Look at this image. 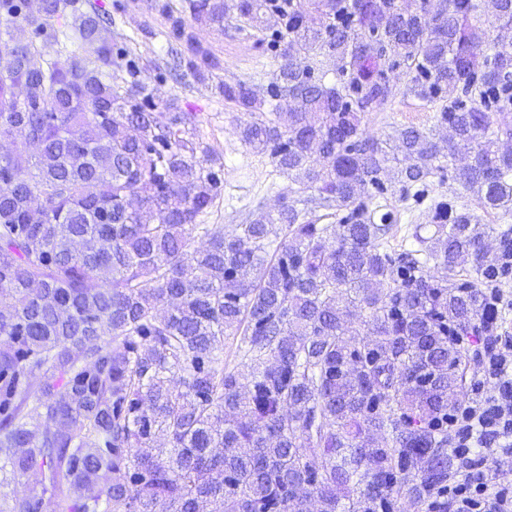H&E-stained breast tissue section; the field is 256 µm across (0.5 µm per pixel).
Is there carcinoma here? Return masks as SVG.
I'll return each instance as SVG.
<instances>
[{"label": "carcinoma", "instance_id": "1", "mask_svg": "<svg viewBox=\"0 0 512 512\" xmlns=\"http://www.w3.org/2000/svg\"><path fill=\"white\" fill-rule=\"evenodd\" d=\"M501 2L190 0L278 59L273 91H221L245 144L310 191L226 230L197 223L224 165L160 110L112 17L0 0V139L24 134L0 156V489L41 474L9 512H448V411L478 362L453 337L488 326L492 271L494 228L464 199L512 210ZM160 10L194 77L222 68ZM400 96L432 125L366 135ZM447 173L430 239L384 250L395 217L372 201L420 203Z\"/></svg>", "mask_w": 512, "mask_h": 512}]
</instances>
